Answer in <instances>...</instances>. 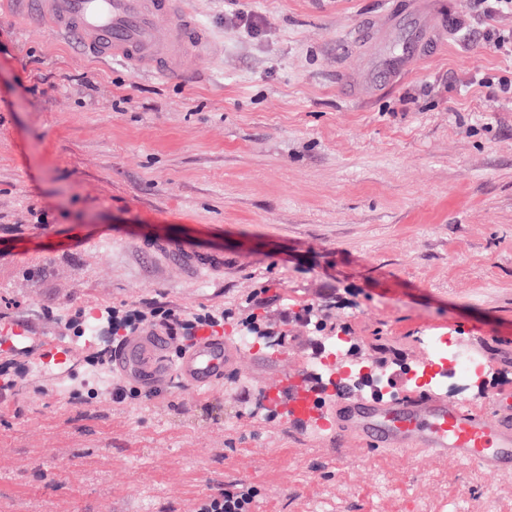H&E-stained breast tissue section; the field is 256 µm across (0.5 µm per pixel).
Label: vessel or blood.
<instances>
[{
    "mask_svg": "<svg viewBox=\"0 0 512 512\" xmlns=\"http://www.w3.org/2000/svg\"><path fill=\"white\" fill-rule=\"evenodd\" d=\"M11 2L27 22L75 41L84 54L161 80L177 78L186 57L206 56L212 49L208 29L183 0ZM442 31L425 0H409L403 10L388 11L364 36L373 42L383 72L393 79L428 57ZM167 352L165 337H136L115 349L112 367L138 384L172 377L196 393L223 380L241 357L238 345L213 334L197 337L177 359H169ZM267 400L285 419L354 435L371 448L423 451L487 472L512 467L511 414L489 418L466 402L427 393L365 403L346 389L329 412L312 388L288 374Z\"/></svg>",
    "mask_w": 512,
    "mask_h": 512,
    "instance_id": "b4317fda",
    "label": "vessel or blood"
}]
</instances>
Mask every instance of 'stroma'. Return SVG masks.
<instances>
[{"label": "stroma", "instance_id": "obj_1", "mask_svg": "<svg viewBox=\"0 0 512 512\" xmlns=\"http://www.w3.org/2000/svg\"><path fill=\"white\" fill-rule=\"evenodd\" d=\"M215 54L158 81L0 12V349L29 385L0 396V512H194L234 482L256 512H512V472L369 448L284 419V368L328 384L320 347L404 366L384 391L512 413V14L435 0L440 49L370 97L355 30L400 0H184ZM220 312L239 369L193 394L116 401L77 329L102 310ZM313 311L314 332L301 320ZM484 358L434 385L426 342ZM86 386L81 400L72 388Z\"/></svg>", "mask_w": 512, "mask_h": 512}]
</instances>
